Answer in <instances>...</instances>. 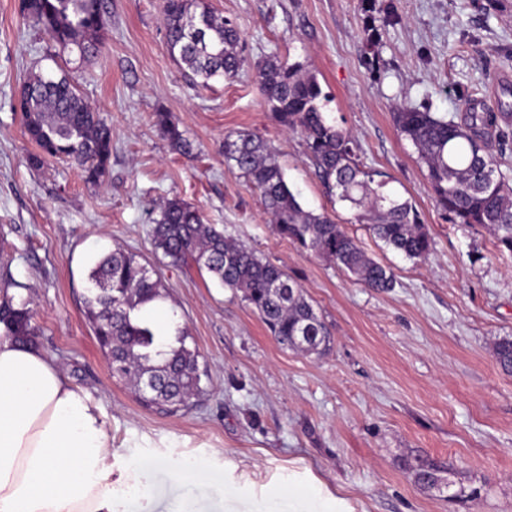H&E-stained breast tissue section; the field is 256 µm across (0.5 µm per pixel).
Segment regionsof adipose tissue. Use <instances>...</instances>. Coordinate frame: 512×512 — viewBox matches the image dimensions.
<instances>
[{
  "instance_id": "ef3b65f1",
  "label": "adipose tissue",
  "mask_w": 512,
  "mask_h": 512,
  "mask_svg": "<svg viewBox=\"0 0 512 512\" xmlns=\"http://www.w3.org/2000/svg\"><path fill=\"white\" fill-rule=\"evenodd\" d=\"M111 449L98 404L0 327V512H153L140 471L116 488Z\"/></svg>"
}]
</instances>
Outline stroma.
Instances as JSON below:
<instances>
[{
  "mask_svg": "<svg viewBox=\"0 0 512 512\" xmlns=\"http://www.w3.org/2000/svg\"><path fill=\"white\" fill-rule=\"evenodd\" d=\"M205 2L235 22L246 63L196 87L169 55L165 0H105L98 53L68 66L112 128L107 174L93 184L61 160L30 166L17 91L60 58L18 0H0V301H28L37 348L101 408L113 476L147 470L154 512L179 500L193 512H288L279 491L291 482L345 498L353 512H512V374L492 350L512 337V251L451 221L392 115L397 101L448 117L512 113V0ZM270 56L317 77L363 165L420 212L428 258L385 247L350 203L327 195L303 137L275 122L259 94L251 63ZM160 110L191 154L154 127ZM244 128L271 146L305 210L331 216L392 271L391 290L277 235L259 191L224 161L225 135ZM171 198L283 266L325 321L330 350L279 345L240 294L155 252L150 229ZM117 247L149 261L166 288L148 317L185 328L198 353L202 391L177 412L141 405L112 378L87 322L92 261ZM418 456L449 465L479 497L423 488L404 465ZM181 457L201 462L204 477L175 482Z\"/></svg>",
  "mask_w": 512,
  "mask_h": 512,
  "instance_id": "stroma-1",
  "label": "stroma"
}]
</instances>
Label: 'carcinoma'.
Instances as JSON below:
<instances>
[{"mask_svg": "<svg viewBox=\"0 0 512 512\" xmlns=\"http://www.w3.org/2000/svg\"><path fill=\"white\" fill-rule=\"evenodd\" d=\"M19 12L61 49L74 46L80 57L99 48L107 24L104 0H19ZM166 43L171 57L191 79L203 85L217 77L233 78L244 65L235 23L210 10L204 0H166ZM303 65L268 57L254 62L259 90L269 111L285 130L303 135L307 156L329 193L358 210L356 220L369 224L388 247L415 260L426 259L433 241L420 212L374 179L357 158L347 130L323 112L321 86ZM18 106L26 133L38 152L29 164L41 168L53 158L73 161L86 180L104 178L112 154V129L94 112L70 73H31L21 86ZM401 135L412 142L427 170L439 205L460 224L479 225L512 250V168L491 139L501 142L512 126L502 112H468L455 120L403 103L393 107ZM155 123L173 148L190 154L192 143L165 112ZM224 161L257 189L275 231L331 261L376 291L394 286L393 273L369 258L354 238L326 214L301 206L267 143L241 129L224 136ZM151 243L173 264L193 261L223 287L242 293L275 340L306 354H323L330 345L325 322L300 287L280 266L251 247L224 236L203 222L197 208L181 199L159 206ZM166 298L162 281L135 253L116 248L99 256L88 274L84 299L87 321L101 349L111 359L112 377L129 382L146 407L174 412L201 391L196 350L188 334L175 327L163 336L145 317L147 306ZM0 323L24 343L33 342L28 310L13 301L0 303ZM501 370L512 373V338L495 342Z\"/></svg>", "mask_w": 512, "mask_h": 512, "instance_id": "carcinoma-1", "label": "carcinoma"}]
</instances>
